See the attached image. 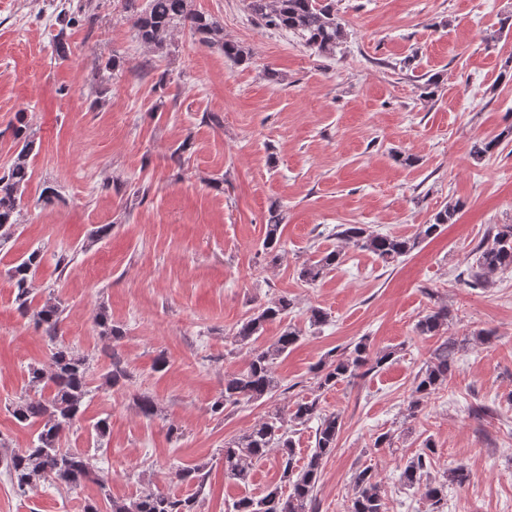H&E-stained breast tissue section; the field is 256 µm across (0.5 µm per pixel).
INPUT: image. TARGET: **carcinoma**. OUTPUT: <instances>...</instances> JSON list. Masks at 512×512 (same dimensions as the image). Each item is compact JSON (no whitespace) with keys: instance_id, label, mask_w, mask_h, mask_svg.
<instances>
[{"instance_id":"cac0c4a2","label":"carcinoma","mask_w":512,"mask_h":512,"mask_svg":"<svg viewBox=\"0 0 512 512\" xmlns=\"http://www.w3.org/2000/svg\"><path fill=\"white\" fill-rule=\"evenodd\" d=\"M246 2L252 16L265 26L293 31L321 54L336 55L347 37L346 24L336 11L335 0ZM57 22L59 29L53 35V44L57 54L64 55L68 48L66 30L74 18L60 14ZM186 25L198 37L201 46L222 51L224 57L236 65L251 63V51L224 39L223 24L194 10L193 0H146L144 9L133 17L137 38L153 53L167 52L170 37ZM17 123L13 130L16 151L7 170L0 175V242L6 241L17 227L22 197L32 177L30 156L36 144V133L21 112ZM511 136L512 128L496 138L475 144L473 158L482 160ZM457 214L458 205L446 204L435 212L429 223L419 225L418 231L410 237L375 233L360 224H339L336 236L344 244L368 250L383 263L390 264L411 253L424 240L438 235L444 225L454 223ZM285 223V210L272 204L263 248L274 260L278 259L276 251L281 248L278 231ZM343 257L340 249L325 253L320 259L303 265L300 280L308 285L317 282L327 270L339 265ZM42 259L41 251L36 249L7 270L17 289L15 301L19 308L25 313L32 312L34 323L51 342L48 363L27 369V385L33 394L25 395L10 410L18 425L32 430L27 448L0 453V465L10 476L13 487L25 494L40 482L77 488L92 479L100 486L105 508L94 502L85 506V512H198L199 501L194 495L180 498L146 489L127 499H114L108 490V479L94 474L84 454L61 446L62 439L79 424L91 390L86 359L60 341L63 322L60 305L48 298L37 309H31L33 282ZM509 268H512V224H499L476 247L466 284L471 288H487L499 272ZM293 307L292 299L279 296L261 305L242 322L234 339L248 349L249 364L242 372L224 376V398L214 403V412L222 413L228 405L240 406L271 397L281 388L275 364L288 356V351L302 339L301 330L287 323ZM275 321L284 323L281 334L269 345L257 344L266 325ZM414 330L419 336H436L440 343L415 375L408 404L410 417L415 416L432 395L448 386L461 348L458 339L447 335L448 306L443 303L435 304L421 316ZM395 354L393 349L373 353L362 340L341 357L329 353L314 369L317 390L328 391L340 382L362 378L380 369ZM136 406L139 414L148 420L158 415L157 402L147 393L136 396ZM312 420L318 422L315 446L299 466L295 462L291 427ZM341 426V415L325 410L319 398L314 397L292 405H276L247 432L224 441V474L228 478L247 482L255 464L275 452L281 482L288 486L286 496L281 486L275 485L259 499L241 498L233 504V512H312L323 461L336 448ZM433 453L432 440H425L420 451L406 460L400 480L407 487L421 490L432 508L437 509L448 497V483L463 487L471 482L472 473L461 464L445 472L440 480L430 479L428 468ZM175 478L200 490L206 474L201 466L184 467L175 472ZM347 512H387L382 482L368 466L353 474Z\"/></svg>"}]
</instances>
